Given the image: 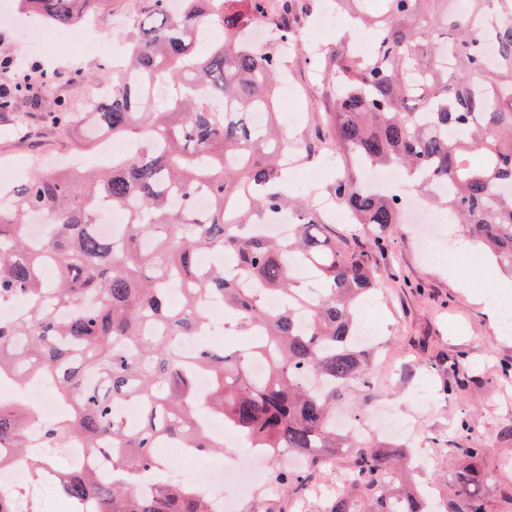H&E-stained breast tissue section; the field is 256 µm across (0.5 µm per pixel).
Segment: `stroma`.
<instances>
[{
    "label": "stroma",
    "instance_id": "35a3bbf8",
    "mask_svg": "<svg viewBox=\"0 0 512 512\" xmlns=\"http://www.w3.org/2000/svg\"><path fill=\"white\" fill-rule=\"evenodd\" d=\"M132 0H108L88 24L65 28L59 41L39 44L15 13L11 0H0V59L26 57L39 63L36 76L42 82L41 104L30 108L26 92H19L11 109L0 111V174L8 173V185L33 174L41 166L81 170L102 166L98 142L90 130L96 123L85 107L98 86L111 83L110 50L120 44V26L128 21ZM301 101L291 136L309 147L303 173L290 174L288 188L297 196L326 195L337 169L326 159L333 150L331 88L317 81L312 65L297 56L290 75ZM75 112L78 124L55 125L51 112L58 102ZM390 252L377 258L379 293L371 303L373 325L381 349L398 361L395 373L376 369L369 388L348 393L343 406L369 413L381 403L397 415L413 420L416 442L431 463L420 470L424 483L442 487V498H452L455 472L461 458L451 449L460 442L457 423L469 417L475 424L473 446L485 449L481 486L487 512H512V438L500 436L498 426L512 419V332H496L489 325L485 304L502 293L507 275L493 260L449 279L435 263L426 261L412 224L392 225ZM448 359V371L466 383L464 391L449 397L442 393L435 369L437 356Z\"/></svg>",
    "mask_w": 512,
    "mask_h": 512
}]
</instances>
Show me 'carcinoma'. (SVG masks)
I'll return each instance as SVG.
<instances>
[{
	"instance_id": "cac0c4a2",
	"label": "carcinoma",
	"mask_w": 512,
	"mask_h": 512,
	"mask_svg": "<svg viewBox=\"0 0 512 512\" xmlns=\"http://www.w3.org/2000/svg\"><path fill=\"white\" fill-rule=\"evenodd\" d=\"M103 2L18 0V7L73 26ZM225 2L136 0L122 37L126 63L112 74V94L97 103L99 126L135 148L100 174L34 173L0 208V302H23L0 321V377L38 379L62 408L57 420L34 427L36 397L0 401V447L15 449L34 474L59 449H73L60 494L73 504L93 499L99 512H213L205 494L168 475L157 455L166 440L202 457L223 451L195 425L203 402L249 447L304 459L301 470L271 468L279 492L306 491L346 453L330 512H420L416 494L393 477L411 449L336 433V404L371 384L353 337L374 294L375 267L365 252L342 251L314 201L288 196L283 158L293 144L280 113L269 112L261 128L250 122L251 112L271 106L285 61L276 42L249 46L241 34L254 20L278 38L292 35L286 15L295 0H280L278 18L271 0H248L244 11ZM341 2L356 6L350 25L369 30L376 44L360 57L346 46L347 31L320 71L334 91L336 144L349 161L333 197L375 232L382 253L404 197L365 188L359 172L394 168L430 190L446 180L452 194H432V202L511 273L512 0H469L462 15L427 9L445 0H380L375 11L369 0ZM212 28L223 37L197 53ZM202 192L210 204L199 214ZM105 206L126 214L111 237L95 229ZM283 212L295 218L288 237L253 231ZM36 214L49 218L37 238L26 229ZM202 250L234 258L254 287L225 277L221 265L200 266ZM296 266L316 279V293ZM173 288L178 305L170 302ZM269 294L284 305L269 308ZM214 299L224 303L232 331L252 338L248 349L216 352L203 342ZM189 339L197 341L191 356L183 352ZM254 354L269 357L267 377L249 374ZM201 372L210 378L203 397ZM312 375L323 390L310 388ZM125 402L142 405L137 421L120 415ZM105 452L112 453L109 481L89 467ZM452 453L467 465L444 512H486L472 474L485 449L460 443ZM148 479L158 486L144 498L136 487Z\"/></svg>"
}]
</instances>
